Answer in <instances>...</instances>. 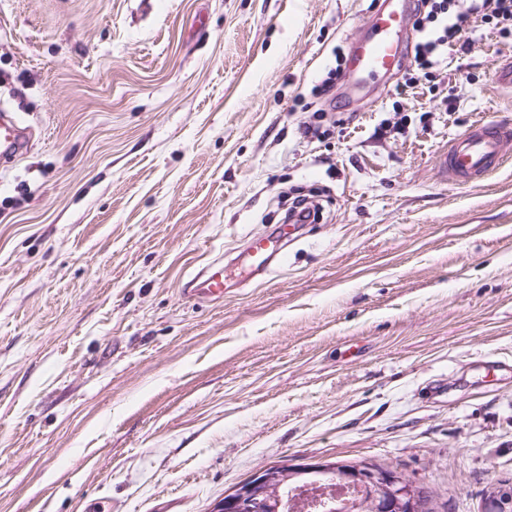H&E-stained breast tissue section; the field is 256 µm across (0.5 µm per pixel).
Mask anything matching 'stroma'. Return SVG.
<instances>
[{"instance_id":"obj_1","label":"stroma","mask_w":512,"mask_h":512,"mask_svg":"<svg viewBox=\"0 0 512 512\" xmlns=\"http://www.w3.org/2000/svg\"><path fill=\"white\" fill-rule=\"evenodd\" d=\"M379 0H0V512H212L281 461L388 463L439 512L512 488V120L480 17L431 83L336 81ZM321 207L221 302L204 266ZM28 130L8 112L0 114V158L16 156L22 149ZM512 148L509 121H476L468 131L452 141L444 154V169L449 180L476 182L499 167Z\"/></svg>"}]
</instances>
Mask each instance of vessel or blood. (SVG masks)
I'll return each mask as SVG.
<instances>
[{"mask_svg":"<svg viewBox=\"0 0 512 512\" xmlns=\"http://www.w3.org/2000/svg\"><path fill=\"white\" fill-rule=\"evenodd\" d=\"M409 0H384L372 19V33L359 41L349 60L355 76L354 87L365 80L391 74L402 62L406 34L405 18ZM27 130L9 113L0 114V158L17 155L25 142ZM512 155V123L476 121L468 131L452 141L444 155V169L449 180L476 182L499 167ZM295 227L279 225L275 234L245 240L243 254L250 261V276H266L285 262L287 247ZM237 259L199 273L183 291L184 296L200 301H223L237 280Z\"/></svg>","mask_w":512,"mask_h":512,"instance_id":"obj_1","label":"vessel or blood"}]
</instances>
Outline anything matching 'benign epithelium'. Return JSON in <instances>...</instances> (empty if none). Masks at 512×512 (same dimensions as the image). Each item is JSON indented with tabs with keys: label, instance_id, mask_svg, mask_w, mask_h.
<instances>
[{
	"label": "benign epithelium",
	"instance_id": "7a95c632",
	"mask_svg": "<svg viewBox=\"0 0 512 512\" xmlns=\"http://www.w3.org/2000/svg\"><path fill=\"white\" fill-rule=\"evenodd\" d=\"M289 469L314 481L336 471L341 484L359 492L357 510L372 509V512H417L416 497L408 483L398 472L376 465L336 463L331 468L326 461L306 465L289 466ZM277 478L276 470L262 466L245 481L224 495L214 512H276L280 504L263 501L260 495L264 488Z\"/></svg>",
	"mask_w": 512,
	"mask_h": 512
}]
</instances>
